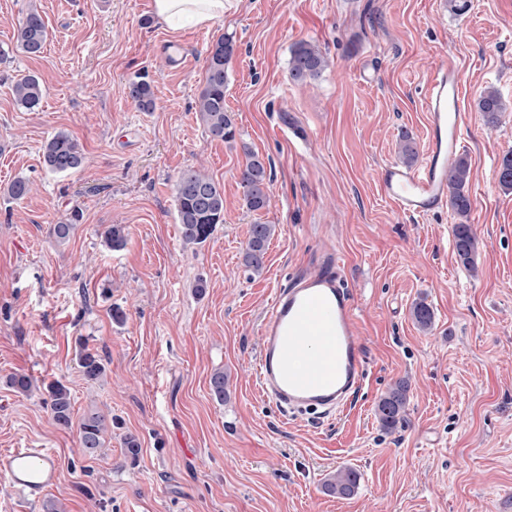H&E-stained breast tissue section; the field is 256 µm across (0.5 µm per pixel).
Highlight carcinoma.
<instances>
[{"label": "carcinoma", "instance_id": "cac0c4a2", "mask_svg": "<svg viewBox=\"0 0 512 512\" xmlns=\"http://www.w3.org/2000/svg\"><path fill=\"white\" fill-rule=\"evenodd\" d=\"M48 39L47 27L41 14L31 9L25 21L17 30L16 42L23 52L39 56ZM224 54L211 53L207 59L205 87L199 97V115L211 137L221 141L235 139V126L224 107V88L227 80V66L234 54V42L224 36L215 43ZM328 60L319 48L309 41H299L291 50L288 62V78L295 84H305L318 78L327 68ZM13 94L16 102L26 108L37 107L43 98V87L38 76L26 75L15 82ZM129 96L144 111L153 107L152 86L145 80H135L129 84ZM479 111L489 124L499 121L503 105L493 89L484 91L478 103ZM399 154L407 166L417 162L418 151L411 138L404 135L400 139ZM43 164L55 174L73 173L85 162L80 144L67 133L59 132L43 146ZM470 180V162L465 155L458 156L448 173L449 201L453 211L462 221L453 225L454 253L465 269L478 268L479 244L466 219L471 211V199L467 191ZM498 182L506 190H512V153L502 157L498 169ZM271 164L256 153H248L245 165L240 170L239 185L246 210L258 212L269 206L271 194ZM175 201L179 232L187 244H202L207 241L218 224L224 223V191L213 179L197 169L181 173L175 188ZM78 214L71 216L68 224H53L49 236L58 244L67 242L77 227ZM274 233L272 224H254L242 255V265L253 275L265 269V255ZM128 229L124 224H110L103 232L104 245L118 251L125 247ZM411 315L416 326L423 332L434 327V312L423 300L414 303ZM79 366L84 376L95 381L105 374L101 357L81 346ZM227 376L218 370L210 377V387L214 398L222 402L227 399ZM47 403L55 423L65 429L72 427V399L69 389L55 381L45 388ZM408 382L400 380L384 393L375 408V416L380 426L392 431L405 421L408 405ZM109 421L104 415L91 411L78 425L79 444L83 454L89 458L100 455L106 445ZM360 473L350 467H341L324 481V490L330 495L346 498L354 495L360 485Z\"/></svg>", "mask_w": 512, "mask_h": 512}]
</instances>
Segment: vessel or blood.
Returning <instances> with one entry per match:
<instances>
[{"label":"vessel or blood","mask_w":512,"mask_h":512,"mask_svg":"<svg viewBox=\"0 0 512 512\" xmlns=\"http://www.w3.org/2000/svg\"><path fill=\"white\" fill-rule=\"evenodd\" d=\"M428 148L416 170L385 164L379 182L397 211L425 216L448 205V172L466 146L470 118L460 99L456 69L443 65L428 85ZM353 299L340 274L325 272L276 289L259 332L255 388L288 414L319 409L344 413L364 382ZM0 476L26 501H40L56 484V455L45 448L0 453Z\"/></svg>","instance_id":"1"}]
</instances>
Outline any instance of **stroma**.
<instances>
[{
    "mask_svg": "<svg viewBox=\"0 0 512 512\" xmlns=\"http://www.w3.org/2000/svg\"><path fill=\"white\" fill-rule=\"evenodd\" d=\"M34 7L49 30L37 57L16 43ZM225 35L229 143L197 111ZM302 40L329 65L297 85L288 60ZM170 42L185 48V68H172ZM0 50V451L49 448L60 462L41 503L24 504L0 477V512H44L48 500L62 512H512V191L496 178L512 151V0H468L462 12L455 0H237L210 26L176 32L150 0H0ZM446 63L470 115L474 273L456 261L451 208L404 216L379 185L401 134L425 149L423 98ZM27 74L43 85L32 109L12 94ZM140 79L153 111L128 96ZM488 87L505 107L494 126L477 109ZM60 132L85 154L77 172L43 165ZM250 151L272 166V204L258 214L238 185ZM197 167L224 190V222L189 245L175 183ZM18 178L33 185L21 200L7 193ZM75 210L69 242H52L50 225ZM257 221L275 234L253 276L241 253ZM110 224L128 228L122 250L102 242ZM330 254L354 296L365 381L340 416L286 417L254 389L261 321L274 290L322 273ZM420 298L435 314L427 334L410 316ZM83 343L104 359L100 380L82 374ZM218 369L230 379L223 402L209 390ZM18 373L32 392L8 385ZM402 378L407 417L388 432L375 407ZM53 381L69 388L75 419L114 418L103 454L83 457L76 429L53 421ZM128 434L141 442L134 461ZM341 466L361 475L349 498L322 490Z\"/></svg>",
    "mask_w": 512,
    "mask_h": 512,
    "instance_id": "stroma-1",
    "label": "stroma"
}]
</instances>
